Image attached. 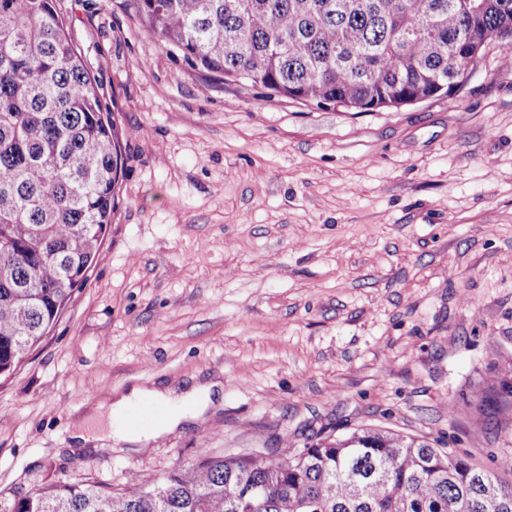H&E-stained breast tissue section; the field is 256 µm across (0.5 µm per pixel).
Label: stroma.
Instances as JSON below:
<instances>
[{
	"instance_id": "1",
	"label": "stroma",
	"mask_w": 512,
	"mask_h": 512,
	"mask_svg": "<svg viewBox=\"0 0 512 512\" xmlns=\"http://www.w3.org/2000/svg\"><path fill=\"white\" fill-rule=\"evenodd\" d=\"M121 144L86 283L0 379V512L35 489H115L201 456L363 427L500 470L512 456V72L490 43L447 97L353 112L206 83L133 0H55ZM220 382L197 421L82 451L134 384Z\"/></svg>"
}]
</instances>
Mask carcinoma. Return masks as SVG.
<instances>
[{"label": "carcinoma", "mask_w": 512, "mask_h": 512, "mask_svg": "<svg viewBox=\"0 0 512 512\" xmlns=\"http://www.w3.org/2000/svg\"><path fill=\"white\" fill-rule=\"evenodd\" d=\"M191 69L354 112L448 96L484 48L512 51V0H135ZM121 146L54 0H0V379L87 281ZM512 512L465 456L366 427L269 454L203 456L107 491L64 482L9 512Z\"/></svg>", "instance_id": "cac0c4a2"}]
</instances>
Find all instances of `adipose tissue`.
I'll return each mask as SVG.
<instances>
[{
	"mask_svg": "<svg viewBox=\"0 0 512 512\" xmlns=\"http://www.w3.org/2000/svg\"><path fill=\"white\" fill-rule=\"evenodd\" d=\"M221 390L220 383H195L183 389L169 386L135 387L130 392L117 394L97 403L91 410L92 417L107 416L105 431L91 429L81 424L74 430V444L83 448L96 444L102 433L131 445H144L171 432L182 423L199 419ZM150 401L159 406L162 415L156 422L144 427L127 425L128 411L136 404Z\"/></svg>",
	"mask_w": 512,
	"mask_h": 512,
	"instance_id": "ef3b65f1",
	"label": "adipose tissue"
}]
</instances>
